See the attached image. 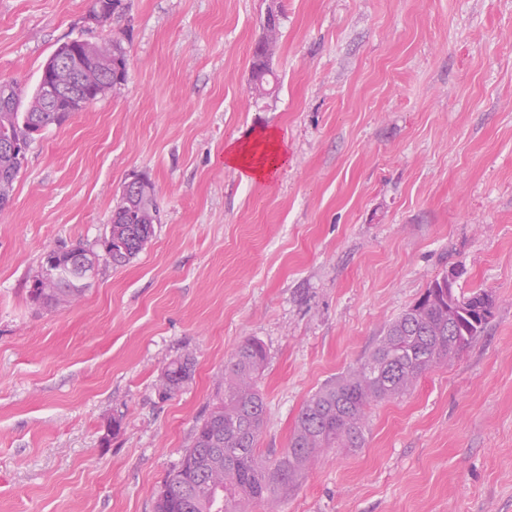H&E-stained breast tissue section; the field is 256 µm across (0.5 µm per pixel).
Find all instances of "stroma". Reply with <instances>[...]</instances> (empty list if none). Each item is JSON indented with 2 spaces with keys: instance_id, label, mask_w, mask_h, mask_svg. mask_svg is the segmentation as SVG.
<instances>
[{
  "instance_id": "1",
  "label": "stroma",
  "mask_w": 512,
  "mask_h": 512,
  "mask_svg": "<svg viewBox=\"0 0 512 512\" xmlns=\"http://www.w3.org/2000/svg\"><path fill=\"white\" fill-rule=\"evenodd\" d=\"M268 3L123 0L96 25L95 0H0L22 100L64 41L122 32L129 51L122 86L31 144L0 211V512H153L249 338L267 351L257 448L279 458L305 401L452 270L495 300L482 336L250 512H512V0H281L279 86L257 105ZM262 127L288 143L269 185L224 165ZM137 176L162 211L144 250L34 306L42 255L98 243ZM194 367V358L185 354L173 360L165 369L160 382V392L165 397H172L183 387L190 378Z\"/></svg>"
}]
</instances>
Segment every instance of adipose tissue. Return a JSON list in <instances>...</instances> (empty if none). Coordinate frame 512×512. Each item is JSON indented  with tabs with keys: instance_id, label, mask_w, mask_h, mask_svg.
Segmentation results:
<instances>
[{
	"instance_id": "adipose-tissue-1",
	"label": "adipose tissue",
	"mask_w": 512,
	"mask_h": 512,
	"mask_svg": "<svg viewBox=\"0 0 512 512\" xmlns=\"http://www.w3.org/2000/svg\"><path fill=\"white\" fill-rule=\"evenodd\" d=\"M288 163V146L275 130L262 128L224 145V165L251 182H273Z\"/></svg>"
}]
</instances>
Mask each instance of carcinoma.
<instances>
[{
	"instance_id": "1",
	"label": "carcinoma",
	"mask_w": 512,
	"mask_h": 512,
	"mask_svg": "<svg viewBox=\"0 0 512 512\" xmlns=\"http://www.w3.org/2000/svg\"><path fill=\"white\" fill-rule=\"evenodd\" d=\"M261 28L250 58L252 98L257 102L276 91L271 61L281 37L280 16L266 13ZM95 51L100 56L96 70L70 84L74 95L88 105L101 98L102 87L122 85L127 74L128 52L122 37L116 35L109 43L96 45ZM9 86L10 99L0 101V141L8 139L23 148H0V209L13 196L33 135L69 117L56 103L43 98L38 88L27 105L21 106L16 84ZM160 221L154 185L122 195L99 246L79 241L66 251L45 254L41 271L28 290L29 299L43 308L69 303L88 287L81 272L87 252L114 268L122 267L141 253ZM457 302L458 310L450 319L447 276L433 281L412 306L386 326L366 360L305 402L286 452L270 465L256 454L266 422L259 379L267 353L256 339L244 342L224 366L218 394L195 430L184 457L186 471L176 469L166 476L156 492L153 512H211L215 497L223 500V512H240L242 501L263 499L275 486L292 483L319 451L361 446L366 411L373 403L406 394L432 367L451 360L484 331L492 316V297L479 289L458 296ZM193 367L190 354L173 360L160 382L161 394L168 398L179 392Z\"/></svg>"
}]
</instances>
